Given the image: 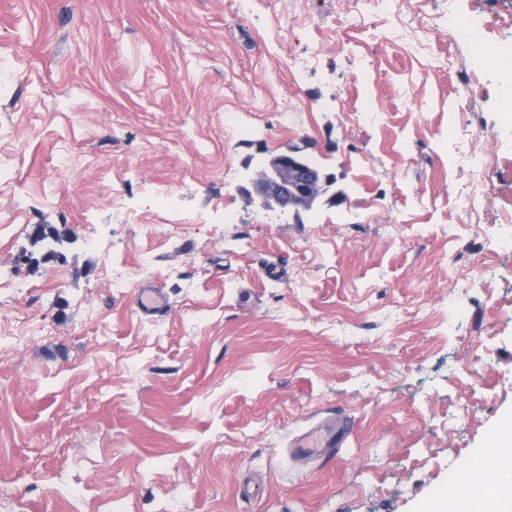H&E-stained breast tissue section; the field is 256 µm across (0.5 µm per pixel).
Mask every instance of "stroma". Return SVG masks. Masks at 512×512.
Returning a JSON list of instances; mask_svg holds the SVG:
<instances>
[{
    "label": "stroma",
    "mask_w": 512,
    "mask_h": 512,
    "mask_svg": "<svg viewBox=\"0 0 512 512\" xmlns=\"http://www.w3.org/2000/svg\"><path fill=\"white\" fill-rule=\"evenodd\" d=\"M493 44L512 0H0V512H418L447 489L512 411ZM293 145L336 177L297 218L239 192ZM335 421V456L294 453Z\"/></svg>",
    "instance_id": "1"
}]
</instances>
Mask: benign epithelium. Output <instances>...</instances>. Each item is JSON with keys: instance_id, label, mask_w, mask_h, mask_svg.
<instances>
[{"instance_id": "7a95c632", "label": "benign epithelium", "mask_w": 512, "mask_h": 512, "mask_svg": "<svg viewBox=\"0 0 512 512\" xmlns=\"http://www.w3.org/2000/svg\"><path fill=\"white\" fill-rule=\"evenodd\" d=\"M335 182V176L314 166L301 148L290 146L259 164L240 191L265 208L277 205L297 214L311 210Z\"/></svg>"}]
</instances>
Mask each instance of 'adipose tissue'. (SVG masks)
<instances>
[{
  "label": "adipose tissue",
  "instance_id": "1",
  "mask_svg": "<svg viewBox=\"0 0 512 512\" xmlns=\"http://www.w3.org/2000/svg\"><path fill=\"white\" fill-rule=\"evenodd\" d=\"M456 481L480 492L493 486L483 512H512V413L502 419L492 439L472 454Z\"/></svg>",
  "mask_w": 512,
  "mask_h": 512
}]
</instances>
